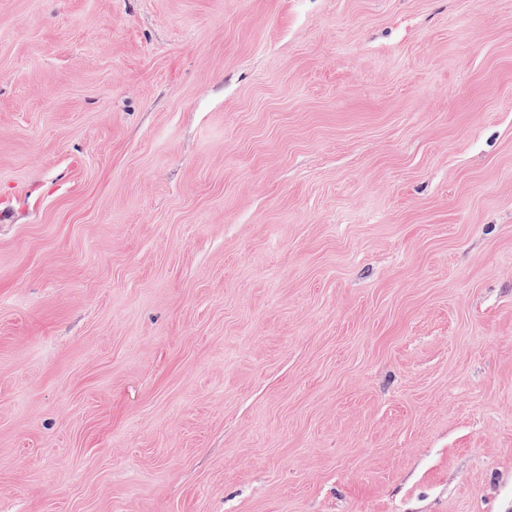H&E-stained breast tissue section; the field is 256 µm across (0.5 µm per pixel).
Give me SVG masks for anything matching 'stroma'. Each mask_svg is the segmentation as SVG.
I'll return each mask as SVG.
<instances>
[{"label": "stroma", "instance_id": "35a3bbf8", "mask_svg": "<svg viewBox=\"0 0 512 512\" xmlns=\"http://www.w3.org/2000/svg\"><path fill=\"white\" fill-rule=\"evenodd\" d=\"M0 512H512V0H0Z\"/></svg>", "mask_w": 512, "mask_h": 512}]
</instances>
